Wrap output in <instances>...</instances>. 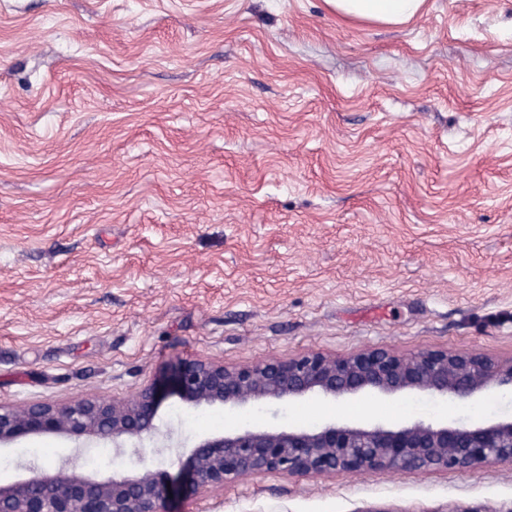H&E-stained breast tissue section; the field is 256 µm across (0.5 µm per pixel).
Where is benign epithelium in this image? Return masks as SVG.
Segmentation results:
<instances>
[{
  "instance_id": "1",
  "label": "benign epithelium",
  "mask_w": 512,
  "mask_h": 512,
  "mask_svg": "<svg viewBox=\"0 0 512 512\" xmlns=\"http://www.w3.org/2000/svg\"><path fill=\"white\" fill-rule=\"evenodd\" d=\"M492 388L512 389V359L495 361L453 351L401 357L369 349L343 357L308 353L250 366L194 358L178 364L171 385L152 382L131 398L80 400L64 406L0 405V446L47 434L112 442L119 453L155 434L157 408L168 392L189 407L243 409L259 401L355 399L423 392L471 401ZM512 462V419L325 422L310 427L243 428L201 438L171 477L146 468L99 478L72 458L47 473L0 483V512H168L169 495L195 500L234 477L282 473L429 469L462 470Z\"/></svg>"
}]
</instances>
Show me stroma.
Wrapping results in <instances>:
<instances>
[{
  "instance_id": "35a3bbf8",
  "label": "stroma",
  "mask_w": 512,
  "mask_h": 512,
  "mask_svg": "<svg viewBox=\"0 0 512 512\" xmlns=\"http://www.w3.org/2000/svg\"><path fill=\"white\" fill-rule=\"evenodd\" d=\"M512 358V0L399 26L324 0H0V404L129 399L188 358ZM512 417V391L159 405L100 477L198 439ZM61 435L0 450L58 466ZM172 512H512V464L262 474Z\"/></svg>"
}]
</instances>
